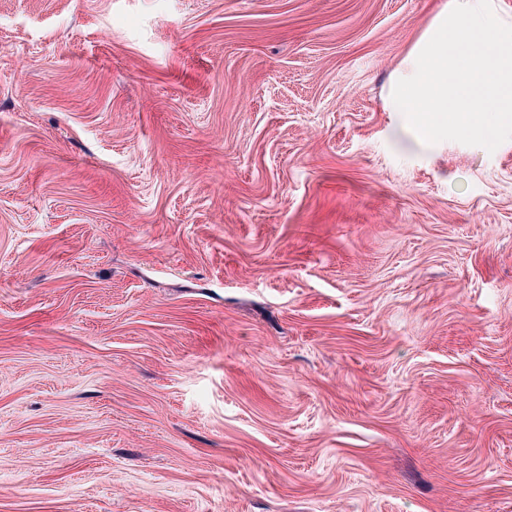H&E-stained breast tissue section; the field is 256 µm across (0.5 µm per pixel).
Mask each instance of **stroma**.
<instances>
[{
    "label": "stroma",
    "mask_w": 512,
    "mask_h": 512,
    "mask_svg": "<svg viewBox=\"0 0 512 512\" xmlns=\"http://www.w3.org/2000/svg\"><path fill=\"white\" fill-rule=\"evenodd\" d=\"M441 0H0V512H512V140L400 143Z\"/></svg>",
    "instance_id": "35a3bbf8"
}]
</instances>
